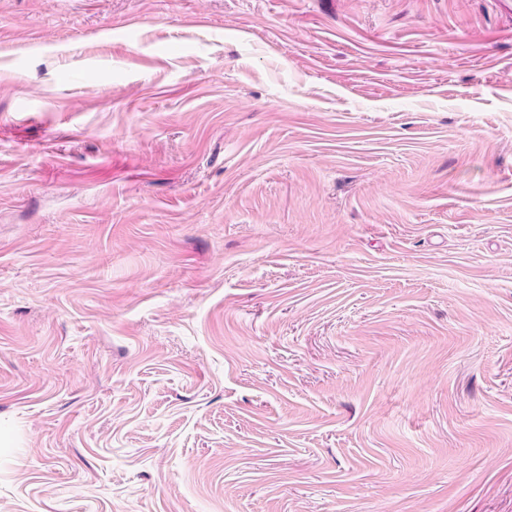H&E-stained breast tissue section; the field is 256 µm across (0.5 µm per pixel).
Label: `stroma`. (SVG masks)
<instances>
[{
	"instance_id": "35a3bbf8",
	"label": "stroma",
	"mask_w": 512,
	"mask_h": 512,
	"mask_svg": "<svg viewBox=\"0 0 512 512\" xmlns=\"http://www.w3.org/2000/svg\"><path fill=\"white\" fill-rule=\"evenodd\" d=\"M0 512H512V0H0Z\"/></svg>"
}]
</instances>
